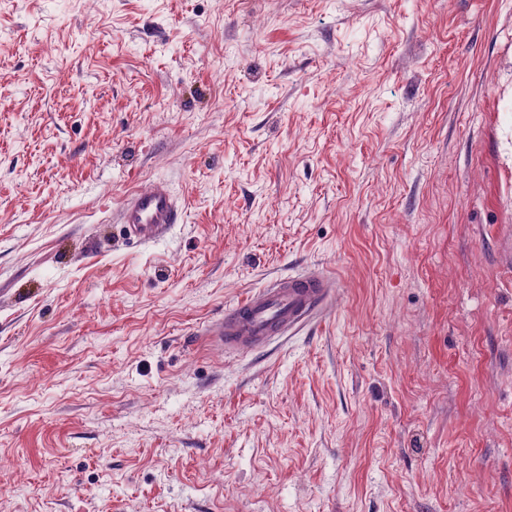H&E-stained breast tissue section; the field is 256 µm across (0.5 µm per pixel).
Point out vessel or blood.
<instances>
[{
    "label": "vessel or blood",
    "instance_id": "obj_1",
    "mask_svg": "<svg viewBox=\"0 0 512 512\" xmlns=\"http://www.w3.org/2000/svg\"><path fill=\"white\" fill-rule=\"evenodd\" d=\"M181 216L182 210L163 180L146 190L130 192L119 205L124 234L140 244L158 241L172 225L180 223ZM335 292L334 276L321 270L275 278L225 309L209 334L218 347L250 352L298 328Z\"/></svg>",
    "mask_w": 512,
    "mask_h": 512
}]
</instances>
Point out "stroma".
<instances>
[{
    "label": "stroma",
    "mask_w": 512,
    "mask_h": 512,
    "mask_svg": "<svg viewBox=\"0 0 512 512\" xmlns=\"http://www.w3.org/2000/svg\"><path fill=\"white\" fill-rule=\"evenodd\" d=\"M165 179L182 221L128 241ZM309 267L321 324L226 307ZM0 512H512V0H0ZM118 210L124 234L139 244L158 241L173 224L181 222L182 216V209L164 180H156L146 190L130 192ZM336 292L334 276L309 270L272 279L247 292L209 329L220 348L250 352L302 325Z\"/></svg>",
    "instance_id": "35a3bbf8"
}]
</instances>
